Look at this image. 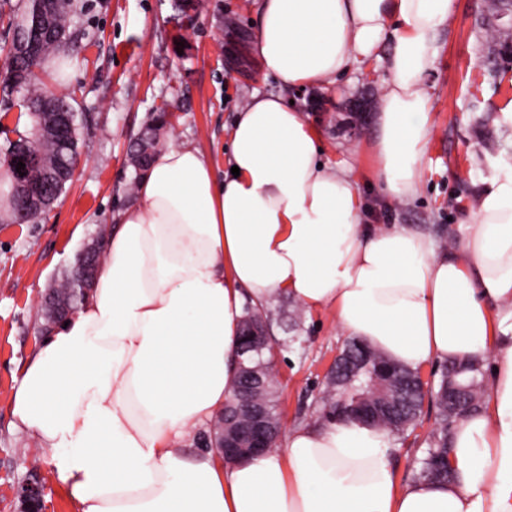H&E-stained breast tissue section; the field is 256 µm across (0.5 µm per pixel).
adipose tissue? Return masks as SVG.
<instances>
[{"instance_id":"1","label":"adipose tissue","mask_w":512,"mask_h":512,"mask_svg":"<svg viewBox=\"0 0 512 512\" xmlns=\"http://www.w3.org/2000/svg\"><path fill=\"white\" fill-rule=\"evenodd\" d=\"M452 0H259L256 49L287 89L326 88L385 40L371 142L385 196L422 181L425 79ZM299 109L253 95L216 180L191 142L157 152L112 215L94 286L40 341L12 395L15 429L51 451L72 512H512V172L458 246L361 221L358 189ZM286 295L413 369L491 366L486 405L450 429L448 480L399 483L393 438L352 419L289 429L223 463L186 443L236 386L245 301Z\"/></svg>"}]
</instances>
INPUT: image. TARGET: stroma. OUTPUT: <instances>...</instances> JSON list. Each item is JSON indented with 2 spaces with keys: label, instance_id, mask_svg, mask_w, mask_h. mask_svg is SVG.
Wrapping results in <instances>:
<instances>
[{
  "label": "stroma",
  "instance_id": "obj_1",
  "mask_svg": "<svg viewBox=\"0 0 512 512\" xmlns=\"http://www.w3.org/2000/svg\"><path fill=\"white\" fill-rule=\"evenodd\" d=\"M78 40L61 64L44 66L51 90L71 95L79 114L81 162L45 214L30 224L0 222V512H22L17 495L29 478L47 490L43 512H71L53 478L51 451L13 430L11 398L18 371L41 338L42 298L91 242L98 225L131 199L127 147L146 117L167 106L175 115L165 144L194 142L223 177L229 132L252 94L294 102L320 136L330 162L350 167L368 224H411L440 246L459 244L493 180L512 170V88L493 93L482 73L493 67L475 0H453L439 30L438 54L425 81L431 97L430 142L417 195H381L369 146L383 92L384 43L360 70L326 90H287L261 70L255 47L257 0H200L197 11L175 0H75ZM267 308L272 333L294 338L278 347L276 378L284 428L318 419L328 365L348 339L327 311H299L288 297ZM435 410L398 438L392 465L412 481L426 455Z\"/></svg>",
  "mask_w": 512,
  "mask_h": 512
}]
</instances>
